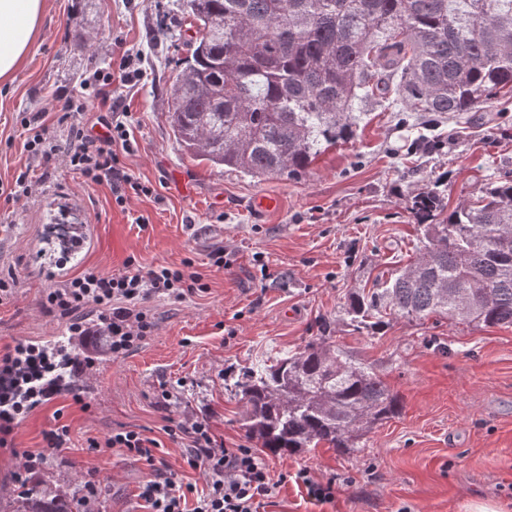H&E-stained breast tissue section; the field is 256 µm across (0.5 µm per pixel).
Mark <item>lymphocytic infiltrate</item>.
Instances as JSON below:
<instances>
[{
    "mask_svg": "<svg viewBox=\"0 0 512 512\" xmlns=\"http://www.w3.org/2000/svg\"><path fill=\"white\" fill-rule=\"evenodd\" d=\"M84 110V105H70L71 124L61 142L50 136L43 114L22 118L24 148L31 163L16 177L9 197L28 194L38 169L59 156L87 182L109 184L117 205H124L131 193L152 195V188L134 178L120 159L121 153L132 150L127 109L120 101H111L100 118L103 131L97 135L81 122ZM194 291V284L182 270L164 265L145 268L130 258L120 272L89 271L49 289L45 306L64 318L80 308L94 307L99 313L96 326L77 322L72 329L85 336L108 337L112 356L117 359L153 330L152 318L142 308L145 301L155 297L179 301ZM55 363L53 353L21 342L0 355V373L9 375L7 384H0V405L9 404L12 410L8 416L0 413V445L32 408L53 398L56 389L50 375ZM167 431L180 440L184 463L204 474V488L183 484L174 471L160 464L155 454L156 440L140 432L115 431L103 442L105 449L119 450L148 467L149 477L140 493L147 512H259L273 484L265 463L253 449L243 445L224 447L214 438L205 418L175 422Z\"/></svg>",
    "mask_w": 512,
    "mask_h": 512,
    "instance_id": "1",
    "label": "lymphocytic infiltrate"
}]
</instances>
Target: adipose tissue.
Segmentation results:
<instances>
[{
	"mask_svg": "<svg viewBox=\"0 0 512 512\" xmlns=\"http://www.w3.org/2000/svg\"><path fill=\"white\" fill-rule=\"evenodd\" d=\"M45 0H0V83L13 79L37 37Z\"/></svg>",
	"mask_w": 512,
	"mask_h": 512,
	"instance_id": "obj_1",
	"label": "adipose tissue"
}]
</instances>
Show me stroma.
<instances>
[{
	"label": "stroma",
	"mask_w": 512,
	"mask_h": 512,
	"mask_svg": "<svg viewBox=\"0 0 512 512\" xmlns=\"http://www.w3.org/2000/svg\"><path fill=\"white\" fill-rule=\"evenodd\" d=\"M183 0H46L40 32L12 82L0 84V183L29 163L20 118L46 115L57 139L67 135L64 98L78 96L96 123L102 107L94 74L120 49L143 47L147 78L112 84L108 95L127 108L133 152L124 162L152 187L118 207L108 185L88 184L64 163L45 168L44 184L19 198L0 195V277L15 276L14 295L0 302V350L68 332L69 320L47 313L56 282L37 257L51 224L94 222L88 252L72 277L90 268L122 271L128 258L146 267L197 272L203 288L179 304L154 298L144 307L156 327L134 351L93 381L68 377L63 389L25 417L10 447H0V503L15 495L23 453L44 455L53 490L81 493L87 477L102 486L99 512H144L143 462L91 449L126 428L156 439L158 457L186 483L203 486L184 465L169 418L209 419L232 448L256 447L244 428V404L231 380L270 365L330 332L348 355L374 363L403 400L400 415L374 428L360 452L319 446L295 455L258 450L277 479L264 512H469L474 501L512 512V327L394 319L371 335L345 313L351 292L372 288L413 259L420 233L411 197L440 182L449 206L480 196L493 176L512 175V98L423 125L409 141L397 113L370 104L354 138L322 154L300 182L257 180L212 167L187 153L168 121V90L195 35ZM170 34L158 36L157 19ZM269 209L253 208L258 198ZM224 249L230 268L212 266ZM170 391L163 400L162 391ZM81 394L83 404L73 401ZM70 429L56 454L44 434ZM334 482L332 500L309 499L293 481L299 470ZM289 481H281V474Z\"/></svg>",
	"instance_id": "obj_1"
}]
</instances>
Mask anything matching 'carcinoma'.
Returning a JSON list of instances; mask_svg holds the SVG:
<instances>
[{"instance_id":"cac0c4a2","label":"carcinoma","mask_w":512,"mask_h":512,"mask_svg":"<svg viewBox=\"0 0 512 512\" xmlns=\"http://www.w3.org/2000/svg\"><path fill=\"white\" fill-rule=\"evenodd\" d=\"M198 26L169 91L175 139L191 155L255 178L297 182L354 135L368 102L459 120L512 94V0H186ZM423 238L382 288L346 313L377 331L395 316L512 326V175L451 211L437 187L412 200ZM244 426L274 455L326 444L359 451L401 397L326 340L236 381ZM13 512H85L27 480Z\"/></svg>"}]
</instances>
